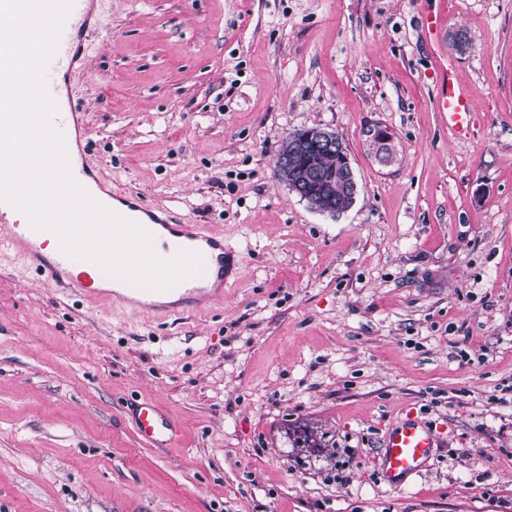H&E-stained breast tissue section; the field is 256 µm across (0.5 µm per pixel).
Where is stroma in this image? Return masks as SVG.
<instances>
[{
    "label": "stroma",
    "mask_w": 512,
    "mask_h": 512,
    "mask_svg": "<svg viewBox=\"0 0 512 512\" xmlns=\"http://www.w3.org/2000/svg\"><path fill=\"white\" fill-rule=\"evenodd\" d=\"M96 15L73 91L87 155L109 187L223 234L236 266L223 303L160 318L65 294L0 226V512H512V0ZM438 55L476 107L464 142L433 107ZM316 126L359 186L336 218L276 167ZM132 398L159 402L179 441L142 442ZM412 410L439 445L392 490L376 458Z\"/></svg>",
    "instance_id": "1"
}]
</instances>
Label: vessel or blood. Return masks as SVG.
Returning a JSON list of instances; mask_svg holds the SVG:
<instances>
[{
	"label": "vessel or blood",
	"instance_id": "obj_1",
	"mask_svg": "<svg viewBox=\"0 0 512 512\" xmlns=\"http://www.w3.org/2000/svg\"><path fill=\"white\" fill-rule=\"evenodd\" d=\"M93 0H73L70 11L72 25L63 29L57 51L49 61L55 71L72 76L83 72L89 46L81 34L93 31ZM438 93L435 107L448 123L458 141L468 140L473 132L475 106L460 87L455 68L450 61H437L434 68ZM114 200L127 203L123 216L149 233L157 229L168 232L163 243L167 255L187 252L197 257V271L173 286L157 290L136 285L116 277L111 289H102L101 266L87 260L78 274H71L68 267L71 257L58 253L56 259L43 261L42 249L45 231H37L27 224L13 225L7 244L23 258L38 262L42 274L61 287L70 289L88 303H107L113 306H133L142 311L169 316L187 308L224 299V277L229 272V253L224 248L221 234L205 230L198 224L183 223L173 211L143 204L134 194L117 192ZM132 425L136 434L147 445L156 448L173 446L180 437V429L164 413L155 400L135 401L131 410ZM437 446L436 435L425 421L407 416L392 425L386 432L378 458V471L388 487L399 488L422 470L432 458Z\"/></svg>",
	"mask_w": 512,
	"mask_h": 512
}]
</instances>
